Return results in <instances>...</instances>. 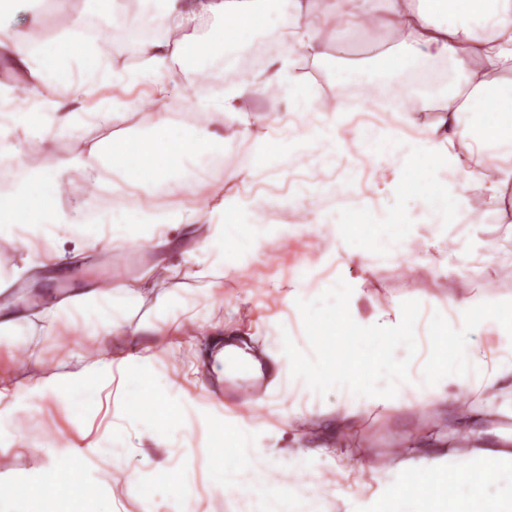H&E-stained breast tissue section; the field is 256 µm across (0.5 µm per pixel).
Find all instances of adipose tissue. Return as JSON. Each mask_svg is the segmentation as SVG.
Instances as JSON below:
<instances>
[{
    "instance_id": "1",
    "label": "adipose tissue",
    "mask_w": 512,
    "mask_h": 512,
    "mask_svg": "<svg viewBox=\"0 0 512 512\" xmlns=\"http://www.w3.org/2000/svg\"><path fill=\"white\" fill-rule=\"evenodd\" d=\"M12 0L27 21L0 13V49L20 76L0 82V241L20 254L0 269V295L15 281L40 282L65 263L87 259L112 265L116 250L150 254L130 281L98 282L75 293L43 298L34 311L0 304V332L15 335L0 362V438L22 434L19 414L40 413L44 402L70 404L86 384L104 390L115 375L154 383L155 415L143 418L130 395L112 405L110 429L77 445L45 422L38 439L51 441L32 492L68 483L93 485L105 499L150 483L164 492L148 512H198L201 494L251 498L267 504L300 502L320 512L327 495L319 473L333 461L341 482L338 512H399L408 501L435 504L450 483L466 512L487 501L512 502V448H483L472 422L502 435L512 418V290L490 278L492 266L512 267V164H489L476 148L474 127L487 126L488 145L512 141V0ZM343 30L370 36L361 55L337 42ZM71 50L83 81L73 80L57 48ZM329 79L328 93L308 85L310 70ZM266 96L269 110L254 108ZM355 112L380 118L365 139L368 192L331 196L299 190L279 198L286 223L314 236L319 255L287 279L282 311L260 318L263 345L276 369L251 407L279 415L298 444L288 458L261 444L259 427L217 421L216 405L192 397L174 381L170 350L189 345L200 358L235 362L247 352L224 342V323L176 321L166 308L194 299L192 282L264 255L279 259L291 239L266 225L264 197L252 187L267 165L288 169L307 156L331 160L361 140ZM136 116L120 139L90 137L83 124H112ZM119 169L125 194L110 196L106 172ZM76 180H69V173ZM425 185L446 184L450 219L437 201L409 195V174ZM183 193L189 205L162 204ZM383 201L382 221L396 236L382 257L414 301L380 305L375 269L332 211L330 200L365 205ZM493 214V225L482 217ZM481 255L467 267L464 252ZM360 262L362 274L352 277ZM168 291L165 310L135 323L125 302ZM449 310L448 366L438 356L413 370L403 346L418 308ZM333 322L346 339L326 350L317 319ZM65 325L89 338L76 352L81 367L53 378H32L25 342ZM381 342L368 354L361 343ZM111 353H104V344ZM407 417L413 429L385 449L387 465L353 447L364 418ZM448 419V445L428 448L423 435ZM170 438L206 432L199 452L180 462L181 489L168 490L169 472L149 456L128 468L122 447L135 429ZM112 449L123 482L93 476L87 460ZM66 455L68 469L55 460Z\"/></svg>"
}]
</instances>
